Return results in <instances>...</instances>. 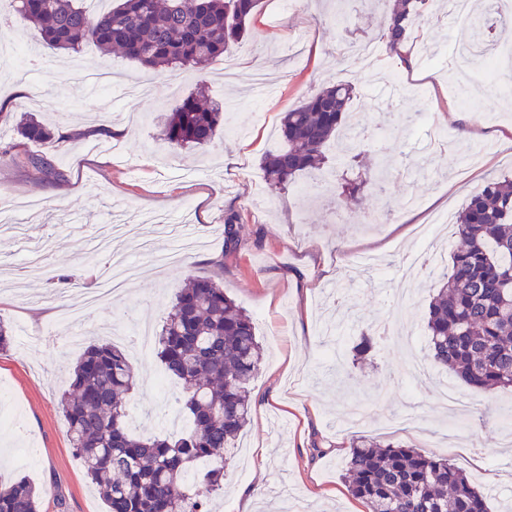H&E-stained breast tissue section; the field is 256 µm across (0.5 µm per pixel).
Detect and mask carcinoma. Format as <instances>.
<instances>
[{"label": "carcinoma", "instance_id": "cac0c4a2", "mask_svg": "<svg viewBox=\"0 0 512 512\" xmlns=\"http://www.w3.org/2000/svg\"><path fill=\"white\" fill-rule=\"evenodd\" d=\"M32 26L37 44L77 53L87 43L119 51L148 69L204 68L248 34L260 0H118L89 16L76 0H11ZM428 0H394L380 41L402 64L398 47L410 40ZM355 94L339 80L280 119L283 143L261 163L263 178L285 185L322 171L324 149L341 136L337 160L354 161L360 135L348 123ZM224 102L199 89L177 102L162 136L175 148H202L221 132ZM21 143L0 145L9 155L27 143L51 144L55 129L29 117L17 126ZM50 179L62 172L45 154L27 156ZM232 214L224 221L225 252L239 245ZM460 246L428 306L426 331L433 361L478 389L512 388V179H489L455 221ZM157 357L182 386L189 430L180 435L136 434L127 424L126 397L136 376L128 354L92 342L73 368L61 410L73 448L108 512H211L224 491V449L244 430L252 411L249 384L262 360L252 318L210 278H191L176 295L156 339ZM344 479L368 512H489L487 496L451 459L403 445L352 441ZM25 478L0 481V512H38Z\"/></svg>", "mask_w": 512, "mask_h": 512}]
</instances>
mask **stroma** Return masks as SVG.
Segmentation results:
<instances>
[{
	"label": "stroma",
	"instance_id": "35a3bbf8",
	"mask_svg": "<svg viewBox=\"0 0 512 512\" xmlns=\"http://www.w3.org/2000/svg\"><path fill=\"white\" fill-rule=\"evenodd\" d=\"M0 42L23 46L0 55V141L16 136L22 113L64 137L46 149L64 172L48 181L23 159L0 157V208L38 201L0 224V322L12 342L0 351V479L26 478L40 512H106L67 436L60 399L78 350L46 331L75 289L94 291L111 252L139 273L122 295L101 300L83 323L82 344L142 320L161 327L175 294L193 277H209L250 314L263 346L251 383V421L235 441L214 512H367L344 482L355 436L452 457L476 486L488 489L490 512H512V392L476 390L432 366L427 379L404 372L413 355L429 356L424 312L443 274L430 267L402 277L404 258L420 244L403 220V203L421 202L417 216L442 209L456 215L466 197L493 176H512V91L489 87L483 67L459 78L448 61L467 34L429 0L414 25L412 51L431 59L407 72L397 101L384 93L396 62L382 57L363 74L346 54L352 39L376 38L377 0H261L249 36L229 53L241 73L261 69L275 82L265 96L225 81L221 64L178 73L147 72L94 45L42 63L31 51L30 24L9 7ZM352 81V120L361 126L367 159L385 153L395 176L386 192L366 186L357 206L343 189L364 175L335 162L309 208L296 204L311 175L287 185L266 182L263 157L281 145L280 117L336 80ZM224 100L225 131L209 145L173 150L159 120L196 87ZM108 123L114 138L95 135ZM237 214L238 250L224 252V220ZM379 216L370 224L367 214ZM190 224L192 237L157 234L154 218ZM372 254L368 272L351 268ZM369 339L368 356L337 372L335 353ZM139 380L127 404L133 430L168 434L181 414V387L166 378L155 355L134 360ZM452 383L465 415L440 397ZM35 451L31 468L23 449ZM265 457H258V449Z\"/></svg>",
	"mask_w": 512,
	"mask_h": 512
}]
</instances>
